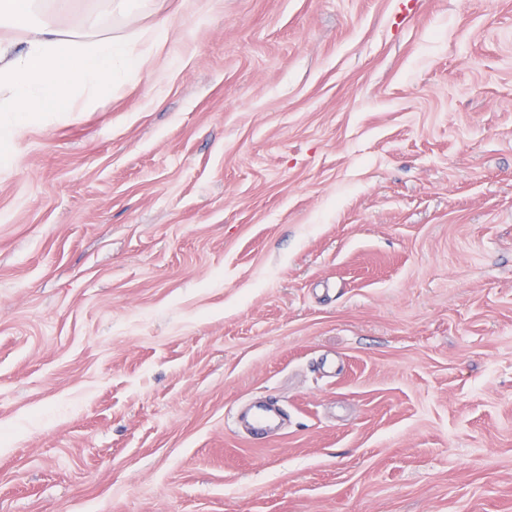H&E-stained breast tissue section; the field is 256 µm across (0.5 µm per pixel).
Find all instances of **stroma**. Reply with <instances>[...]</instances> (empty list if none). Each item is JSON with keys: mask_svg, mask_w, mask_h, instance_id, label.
Returning a JSON list of instances; mask_svg holds the SVG:
<instances>
[{"mask_svg": "<svg viewBox=\"0 0 512 512\" xmlns=\"http://www.w3.org/2000/svg\"><path fill=\"white\" fill-rule=\"evenodd\" d=\"M90 14L168 41L0 148V512H512V0ZM279 411L273 405L258 403L247 417L248 435L255 441L269 437L271 430L278 424Z\"/></svg>", "mask_w": 512, "mask_h": 512, "instance_id": "obj_1", "label": "stroma"}]
</instances>
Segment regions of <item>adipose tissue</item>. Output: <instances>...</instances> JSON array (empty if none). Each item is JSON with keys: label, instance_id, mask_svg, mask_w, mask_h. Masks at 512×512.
I'll use <instances>...</instances> for the list:
<instances>
[{"label": "adipose tissue", "instance_id": "adipose-tissue-1", "mask_svg": "<svg viewBox=\"0 0 512 512\" xmlns=\"http://www.w3.org/2000/svg\"><path fill=\"white\" fill-rule=\"evenodd\" d=\"M39 0H0V25L28 33L18 53L0 45V141L8 142L29 121L56 111L77 91L118 89L139 67L140 57L118 38L65 37L40 20Z\"/></svg>", "mask_w": 512, "mask_h": 512}]
</instances>
